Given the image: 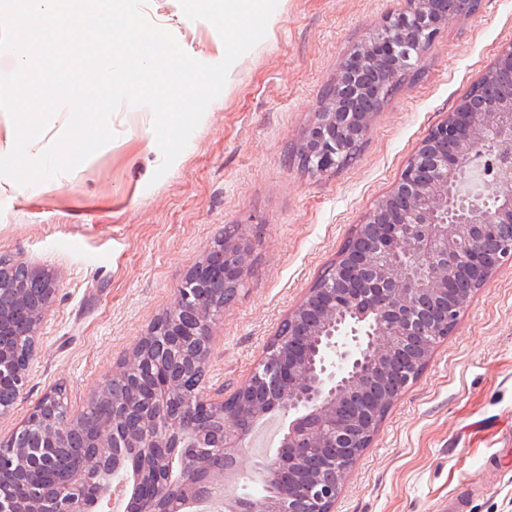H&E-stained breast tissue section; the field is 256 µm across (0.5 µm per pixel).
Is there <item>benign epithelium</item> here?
Segmentation results:
<instances>
[{
    "label": "benign epithelium",
    "mask_w": 512,
    "mask_h": 512,
    "mask_svg": "<svg viewBox=\"0 0 512 512\" xmlns=\"http://www.w3.org/2000/svg\"><path fill=\"white\" fill-rule=\"evenodd\" d=\"M475 0H401L373 35L342 63L299 150L324 173L344 165L402 76L415 69L448 20L474 11ZM512 47L485 70L486 94L462 98L422 140L392 189L377 201L338 253L326 275L288 313L287 343L273 342L249 377L229 394L196 390L185 375L208 364L218 296L237 294L253 264L241 227L215 239L176 288L170 308L146 332L166 337L170 354L142 356L143 340L112 368L109 385L138 374L112 396V412L86 425L81 448L107 456L133 448L142 464L124 488V512H201L215 498L224 512H334L343 482L370 447L388 410L456 326L475 294L512 261ZM492 192L465 194L459 182L490 137ZM59 281L54 271L24 259H0V335L28 327L36 347ZM27 368L0 344V390L13 401ZM54 392L44 394L23 424L0 439V479L17 494L0 512H94L107 492L100 471H69L67 492L53 495L39 475L53 466L55 449L70 445L82 416L55 417ZM288 417L276 457L255 463L271 494L242 496L228 478L239 469L257 423ZM213 458L198 461L197 450Z\"/></svg>",
    "instance_id": "benign-epithelium-1"
}]
</instances>
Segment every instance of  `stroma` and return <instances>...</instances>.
Segmentation results:
<instances>
[{
	"mask_svg": "<svg viewBox=\"0 0 512 512\" xmlns=\"http://www.w3.org/2000/svg\"><path fill=\"white\" fill-rule=\"evenodd\" d=\"M400 0H278L266 34L228 71L164 175L150 107L121 104L114 139L36 195L0 193V255L53 269L56 300L40 331L22 397L0 419L15 431L62 388L83 406L225 225H241L254 264L214 334L206 384L244 381L288 311L392 188L431 128L512 45V0H479L445 24L417 77L375 116L355 158L315 174L296 146L325 87L356 42ZM145 16L194 59L220 62L214 26L179 0H148ZM512 512V262H505L394 403L352 467L336 512Z\"/></svg>",
	"mask_w": 512,
	"mask_h": 512,
	"instance_id": "obj_1",
	"label": "stroma"
}]
</instances>
